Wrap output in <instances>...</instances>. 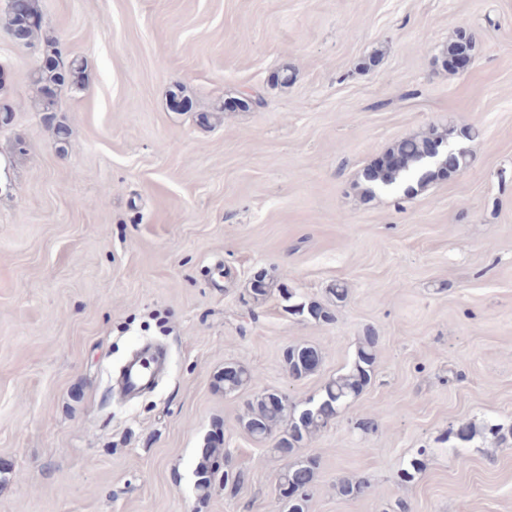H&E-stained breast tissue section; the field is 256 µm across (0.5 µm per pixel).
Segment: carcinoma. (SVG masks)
<instances>
[{
	"mask_svg": "<svg viewBox=\"0 0 512 512\" xmlns=\"http://www.w3.org/2000/svg\"><path fill=\"white\" fill-rule=\"evenodd\" d=\"M5 27L13 38L26 43L32 40L34 33L41 30V16L35 0H27L25 11L6 8ZM42 64L33 73V84L37 87L48 84H68L75 88L83 85L84 65L77 58L63 61L53 37L45 39V48L41 53ZM37 111L44 113V120L53 127L56 143L65 150L68 139L66 125L55 121L57 112L53 98L37 96ZM448 135L432 126L428 131L396 143L375 164L366 168L363 179L367 187L363 195L367 199L375 197L377 188L399 189L404 184L417 182L422 187L435 179H449L470 160L448 154L446 141ZM293 311L305 315L314 321L329 322L333 315L322 304L301 301L293 305ZM379 337L372 329H367L361 337L352 362L342 372L330 378L320 392L308 399L300 409L288 401L283 394L273 391L264 392L246 405V411L239 417V424L253 437L275 439V450L288 449V455L303 447L315 434L334 422L351 400L367 387L375 372L376 349ZM321 352L314 346L296 344L288 346L283 360L289 375L303 379L320 367ZM235 376L227 378L220 373L215 378L217 389L229 395L253 380L247 369L230 364ZM456 433L471 441L479 433H488L500 445L512 446V424H484L480 427L472 422L461 424ZM224 432L216 430L210 434L200 449L195 475V490L205 499L210 496L215 484L220 482L231 491L239 489L247 480V473L232 468L221 471L218 462L229 457L224 451ZM317 461L313 458L298 460L282 470L278 477L280 499L288 504V512H307L310 488L316 477ZM367 481L362 478H343L336 484L337 493L347 499H353L365 492Z\"/></svg>",
	"mask_w": 512,
	"mask_h": 512,
	"instance_id": "obj_1",
	"label": "carcinoma"
}]
</instances>
